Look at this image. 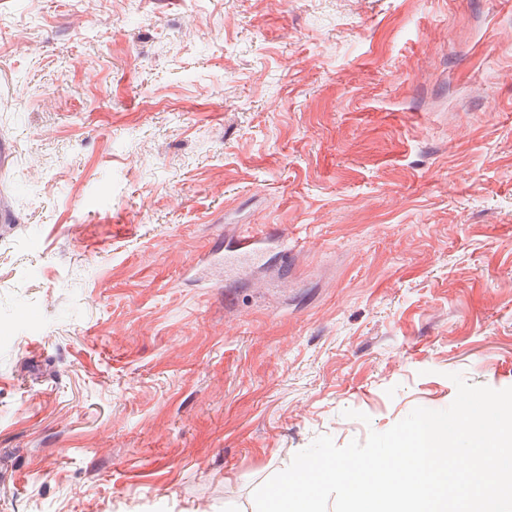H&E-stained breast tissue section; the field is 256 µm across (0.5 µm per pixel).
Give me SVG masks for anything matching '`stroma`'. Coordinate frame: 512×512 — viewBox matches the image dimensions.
Here are the masks:
<instances>
[{"instance_id": "1", "label": "stroma", "mask_w": 512, "mask_h": 512, "mask_svg": "<svg viewBox=\"0 0 512 512\" xmlns=\"http://www.w3.org/2000/svg\"><path fill=\"white\" fill-rule=\"evenodd\" d=\"M0 146V512H254L512 387V0H0ZM232 240L233 246L231 254L225 258L226 264H231L238 258H248L258 255L261 251V245L268 240L278 242L282 251L288 253L284 237L276 231L262 235L248 230H239L233 235Z\"/></svg>"}]
</instances>
